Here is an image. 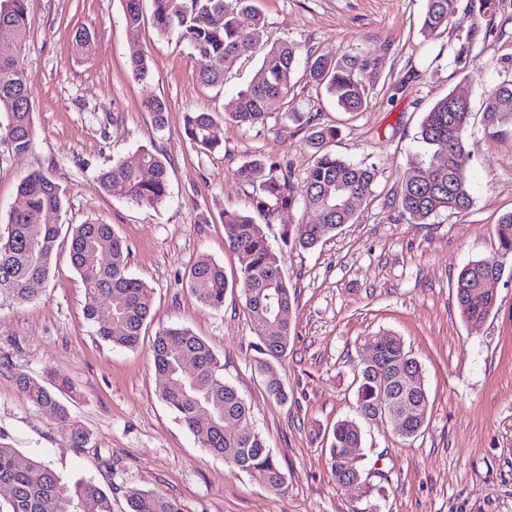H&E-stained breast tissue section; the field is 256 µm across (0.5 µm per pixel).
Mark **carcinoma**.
<instances>
[{
    "label": "carcinoma",
    "instance_id": "1",
    "mask_svg": "<svg viewBox=\"0 0 512 512\" xmlns=\"http://www.w3.org/2000/svg\"><path fill=\"white\" fill-rule=\"evenodd\" d=\"M152 21L162 36L175 35L186 42L192 54L203 62L199 80L207 86L224 84V73L237 60L264 50L250 84L224 107V116L240 126H254L267 112L290 95L288 75L299 55L300 45L280 41L268 43L266 21L255 0H151ZM459 0H427L422 30L435 36L448 30L458 12ZM123 20L128 34L138 37L143 23L141 0H123ZM250 19L245 26L241 17ZM31 26L28 0H0V30L10 32L12 41H0V141L9 140L13 153H27L34 142L32 94L22 66L21 51ZM370 64L354 56L333 60L319 56L307 61L308 81L336 96L344 112H360L368 90L364 73ZM130 70L137 80L149 74V60L140 53L131 57ZM145 107L156 125L165 123L167 105L153 97ZM488 122L512 125V81H504L488 95ZM469 102L453 94L438 100L426 113L419 139L437 150L415 162L401 186L399 206L411 224H425L442 210L464 211L473 204L467 180L468 154L465 148L469 125ZM307 144L313 161L304 177V193L297 195L294 171L285 160H249L238 175L254 190L253 207L267 217L282 209L301 205L315 210L321 222L301 224L294 242L309 249L324 237L352 221L354 212L336 207V187L346 196L361 201L373 195L377 170L356 165L328 149L336 139L333 126H317L313 118ZM215 117L210 112H188L184 130L195 146L213 151L218 141L211 135ZM99 189L114 198L138 206H156L168 196L167 159L147 148L141 150L137 165L118 163L101 171ZM21 207L10 211L7 236L0 238V299L24 303L34 296L31 283L48 279L59 237V227L45 224L43 216L64 204V191L40 172L26 175L17 187ZM228 247L237 255L251 329L258 337L256 364L264 377L266 393L276 401L287 399L285 385L275 362L286 354L290 342L288 311L294 293L282 268V254L268 241L262 225L252 216L224 212ZM70 261L85 292V318L93 323L104 341L134 349L151 318L152 298L143 282L127 270V248L112 225L88 222L71 228ZM498 249L512 258V213L497 228ZM101 254L110 256L108 265L96 262ZM503 271L484 260L472 261L459 273L456 299L466 321H481L496 301L484 291V283ZM187 285L201 305L220 309L228 281L223 267L206 256L190 267ZM366 345L377 352L375 364L358 371L356 411L375 423L393 409H405L412 416L404 438L414 439L427 418L429 399L421 364L406 350L401 337L390 332L369 336ZM196 362L194 375L183 374L181 358ZM153 366L163 380L160 397L194 435L198 443L225 463L242 472L255 474L272 490H280L285 478L266 438L254 427L248 403L224 381L220 362L209 343L186 327H168L156 334L152 344ZM20 391L63 430L75 448L88 443L86 431L71 416L60 395L73 389L64 380L47 383L22 375ZM203 404L212 415L204 426L194 418ZM362 443V430L352 419L336 422L329 447V466L342 487L361 480L360 459L349 449ZM0 499L7 512H112L111 501L91 480H66L42 461H20L18 451L0 436ZM128 512H179L171 500L150 492L133 490L127 499Z\"/></svg>",
    "mask_w": 512,
    "mask_h": 512
}]
</instances>
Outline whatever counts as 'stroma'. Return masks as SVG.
Listing matches in <instances>:
<instances>
[{"mask_svg":"<svg viewBox=\"0 0 512 512\" xmlns=\"http://www.w3.org/2000/svg\"><path fill=\"white\" fill-rule=\"evenodd\" d=\"M270 39L300 44L302 55L352 54L379 64L369 75L364 111L347 113L334 95L305 84L304 64L288 76L289 107L336 126L332 151L375 165L373 195L357 203L351 223L313 249L283 243L315 211L296 207L263 220L281 251L295 293L292 340L277 365L286 402L268 396L256 368L239 284V262L225 243L224 214L251 208L253 189L237 170L253 158L284 159L296 178L312 161L305 125L269 113L245 127L223 109L250 83L257 59L240 60L220 87L200 83V64L177 36H162L144 20L138 38L123 23V0H29L32 25L23 49L34 105L31 150L15 155L0 142V231L18 202L17 187L33 171L65 192L46 223L68 228L112 225L129 251L128 271L152 290L153 319L140 345L104 342L89 323L80 278L60 235L48 279L24 304L0 301V436L21 453L66 478L96 481L127 512L131 490L174 501L180 512H512V275L496 286V306L484 320L462 319L455 294L470 261L498 260L497 224L512 212V128L485 120L490 90L512 80V0L480 15L460 0L456 27L428 39L421 32L426 0H258ZM479 23L487 38L461 46L457 26ZM92 47L80 51L77 32ZM146 53L150 74L134 79L132 55ZM465 96L470 209L443 211L425 224L408 223L398 205L409 167L427 148L418 140L426 112L439 99ZM166 100L164 126L144 108ZM209 111L221 146L194 147L184 115ZM164 155L169 194L137 206L103 194L99 173L135 163L142 148ZM223 266L224 307H202L186 277L200 256ZM184 326L205 338L221 373L252 409L255 428L275 453L286 483L262 481L208 454L160 397L151 345L159 329ZM401 336L421 364L430 409L422 434L402 440L390 423H362L359 484H336L328 465L332 428L355 417L356 377L366 337ZM64 378L67 403L88 432L73 448L57 425L17 387L18 375Z\"/></svg>","mask_w":512,"mask_h":512,"instance_id":"35a3bbf8","label":"stroma"}]
</instances>
